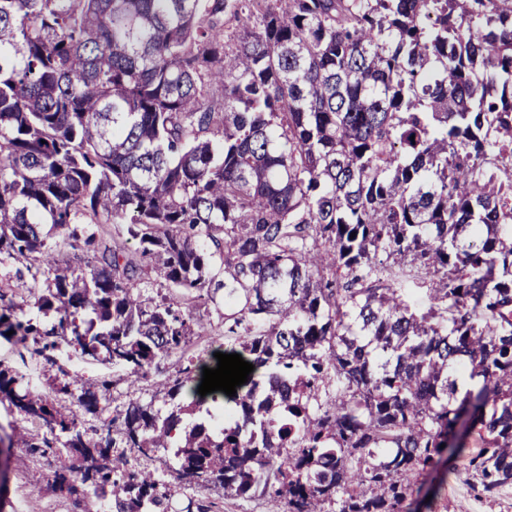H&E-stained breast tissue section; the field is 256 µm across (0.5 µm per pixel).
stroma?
Here are the masks:
<instances>
[{
    "label": "stroma",
    "mask_w": 512,
    "mask_h": 512,
    "mask_svg": "<svg viewBox=\"0 0 512 512\" xmlns=\"http://www.w3.org/2000/svg\"><path fill=\"white\" fill-rule=\"evenodd\" d=\"M200 313L209 322L207 338L192 342L186 355L176 354L164 360L133 386L123 382L122 369L81 356L71 349L58 353L52 362L41 358L21 359L19 353L23 344L14 337H0V364L18 371L30 389L54 403L63 401L62 386L71 383L73 376L78 375L89 380L102 377L114 380L108 415L120 412L132 397L154 402L156 407L165 410L169 404L163 395L157 394V382L175 375L185 367L187 359H208L211 350L224 342V328L215 304L201 308ZM21 433L43 437L48 430L25 419L8 403L0 402V512H95L93 505L75 502L67 492L55 487L53 458H34L26 449L17 447L14 438ZM421 494L446 502L448 512H512V488L502 491L491 503L475 497L465 481L464 460L460 457L435 469L423 485ZM197 499L220 505L222 512H272L274 507L272 499L266 496L242 498L224 494L223 490L210 485H174V512H184L188 503Z\"/></svg>",
    "instance_id": "35a3bbf8"
}]
</instances>
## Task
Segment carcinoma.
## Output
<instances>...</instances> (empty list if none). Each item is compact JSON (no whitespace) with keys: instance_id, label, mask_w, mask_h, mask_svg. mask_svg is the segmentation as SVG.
Here are the masks:
<instances>
[{"instance_id":"cac0c4a2","label":"carcinoma","mask_w":512,"mask_h":512,"mask_svg":"<svg viewBox=\"0 0 512 512\" xmlns=\"http://www.w3.org/2000/svg\"><path fill=\"white\" fill-rule=\"evenodd\" d=\"M133 240L135 251L124 243ZM83 242L89 256L68 254ZM0 336L133 385L203 336L255 369L186 423L203 367L88 430L115 381L57 408L0 366L58 483L169 512L182 483L280 512H415L448 450L512 487V0H0ZM43 280L18 314L28 281ZM431 283L428 302L405 283ZM156 289V295L145 289ZM482 386L460 394L465 378ZM189 402L184 406L183 402ZM79 469L81 486L69 476Z\"/></svg>"}]
</instances>
